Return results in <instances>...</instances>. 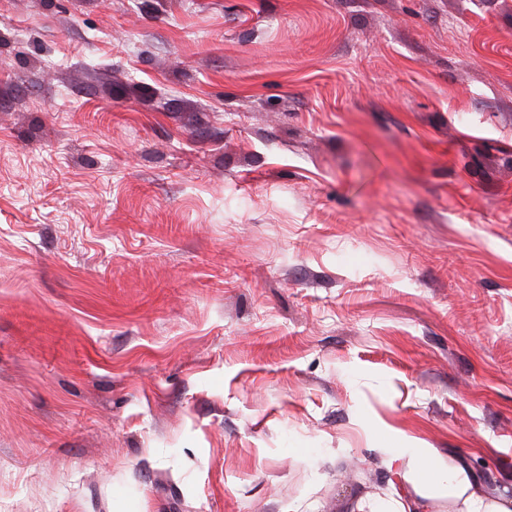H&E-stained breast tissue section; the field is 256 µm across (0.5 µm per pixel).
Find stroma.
<instances>
[{
    "instance_id": "1",
    "label": "stroma",
    "mask_w": 512,
    "mask_h": 512,
    "mask_svg": "<svg viewBox=\"0 0 512 512\" xmlns=\"http://www.w3.org/2000/svg\"><path fill=\"white\" fill-rule=\"evenodd\" d=\"M512 495V0H0V512ZM388 466L403 484L425 477L437 480L448 492V512H512V497L482 488L461 460L437 463L430 448H409L405 453L399 448Z\"/></svg>"
}]
</instances>
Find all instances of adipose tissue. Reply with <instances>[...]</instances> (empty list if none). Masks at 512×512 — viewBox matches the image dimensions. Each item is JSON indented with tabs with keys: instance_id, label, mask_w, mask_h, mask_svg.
<instances>
[{
	"instance_id": "ef3b65f1",
	"label": "adipose tissue",
	"mask_w": 512,
	"mask_h": 512,
	"mask_svg": "<svg viewBox=\"0 0 512 512\" xmlns=\"http://www.w3.org/2000/svg\"><path fill=\"white\" fill-rule=\"evenodd\" d=\"M394 476L400 483L430 478L448 492V512H512V497L482 488L473 471L460 460L437 463L428 448L394 454Z\"/></svg>"
}]
</instances>
